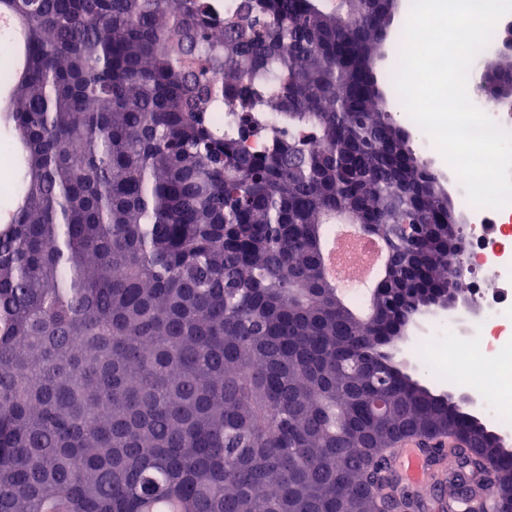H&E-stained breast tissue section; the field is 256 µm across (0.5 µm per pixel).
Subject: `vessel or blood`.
<instances>
[{
  "instance_id": "obj_1",
  "label": "vessel or blood",
  "mask_w": 512,
  "mask_h": 512,
  "mask_svg": "<svg viewBox=\"0 0 512 512\" xmlns=\"http://www.w3.org/2000/svg\"><path fill=\"white\" fill-rule=\"evenodd\" d=\"M393 464L404 483L425 486L433 491L431 505L434 512H446L448 500L441 490L446 485L448 468L432 465L419 439L402 441L394 455Z\"/></svg>"
}]
</instances>
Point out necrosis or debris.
I'll return each mask as SVG.
<instances>
[{
	"label": "necrosis or debris",
	"instance_id": "4bbe7bcc",
	"mask_svg": "<svg viewBox=\"0 0 512 512\" xmlns=\"http://www.w3.org/2000/svg\"><path fill=\"white\" fill-rule=\"evenodd\" d=\"M462 225L463 275L468 321L442 319L431 324V335L413 349L428 364L434 349L447 347L454 364L477 369L482 381L473 389L500 433L512 432V208L468 206Z\"/></svg>",
	"mask_w": 512,
	"mask_h": 512
}]
</instances>
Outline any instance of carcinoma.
Instances as JSON below:
<instances>
[{"label": "carcinoma", "mask_w": 512, "mask_h": 512, "mask_svg": "<svg viewBox=\"0 0 512 512\" xmlns=\"http://www.w3.org/2000/svg\"><path fill=\"white\" fill-rule=\"evenodd\" d=\"M397 4L0 0V512H382L409 437L512 512V447L389 352L463 295L373 74ZM343 217L389 243L377 330L322 275Z\"/></svg>", "instance_id": "carcinoma-1"}]
</instances>
